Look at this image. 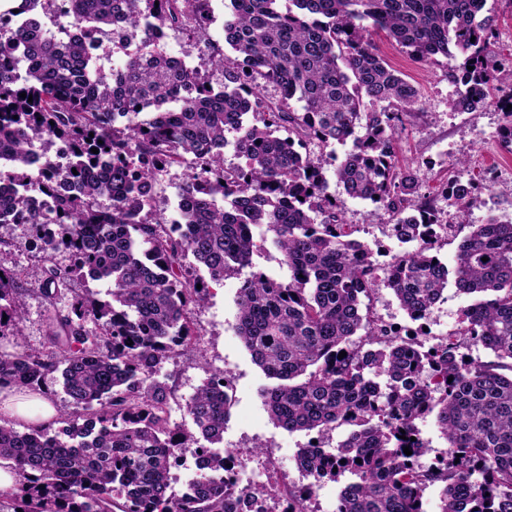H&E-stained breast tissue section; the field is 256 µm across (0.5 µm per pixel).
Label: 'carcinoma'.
Listing matches in <instances>:
<instances>
[{
	"label": "carcinoma",
	"mask_w": 512,
	"mask_h": 512,
	"mask_svg": "<svg viewBox=\"0 0 512 512\" xmlns=\"http://www.w3.org/2000/svg\"><path fill=\"white\" fill-rule=\"evenodd\" d=\"M24 2L37 6L25 23L0 20V157L11 160L0 169L9 189L0 212L30 226L39 262L29 270L0 265V336L21 320L28 277L50 301L74 277L106 284L109 299L90 290L74 296L50 332L53 350L0 355V388L33 392L59 370L74 405L60 431L54 420L27 432L0 424V459L13 462L19 479L10 512H154L160 504L167 512H251L248 493L224 481L221 460L201 484L169 493L174 449L196 432L222 442L230 399L224 372H213L186 403L189 431L170 423L159 376L192 351L191 307L205 300L208 283L241 275L268 245L287 275L244 278L237 331L280 381L261 392L277 426L320 439L352 427L332 448L301 449L319 479L355 477L340 492V512H424L431 486L441 488V512H512V222L454 227L433 201L410 198L414 179L396 165L395 149L418 91L368 38V27L383 30L422 61L458 48L464 62L448 75L462 90L452 107L505 110L500 136L509 149L512 84H498L487 53L495 29L487 0H288L284 9L281 0H229L224 40L234 59L211 45V0ZM49 9L81 33L64 46L47 36L40 12ZM118 20L142 35L123 46L124 65L107 72L85 41ZM158 28L192 36L206 68L162 50L150 35ZM212 71L224 77L218 89ZM263 82L279 88L280 103L262 100ZM188 83L193 95L179 97ZM293 99L301 111H290ZM367 101L395 110L367 112ZM349 140L337 181L380 205L398 238L423 241L383 269L408 317L427 319L450 278L475 298L430 346L425 333L403 336L363 312L378 267L371 249L351 238L324 166L311 158L315 147ZM56 141L71 150L60 164L48 155ZM228 145L242 164L224 166ZM188 156L179 222L148 219L158 176ZM474 190L455 178L441 194L462 211ZM456 227L469 231L450 268L433 245ZM59 251L70 257L64 272L53 264ZM189 256L209 281L184 276ZM463 340L494 359L465 360ZM434 411L450 449L424 467L418 458L428 445L415 421ZM263 492L287 496L288 512H309L307 488L272 482Z\"/></svg>",
	"instance_id": "1"
}]
</instances>
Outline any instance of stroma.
I'll use <instances>...</instances> for the list:
<instances>
[{
	"label": "stroma",
	"mask_w": 512,
	"mask_h": 512,
	"mask_svg": "<svg viewBox=\"0 0 512 512\" xmlns=\"http://www.w3.org/2000/svg\"><path fill=\"white\" fill-rule=\"evenodd\" d=\"M496 20L497 34L488 46L491 60L503 81L512 83V0H487ZM379 54L420 92L419 102L405 120L397 151L401 167L410 169L420 196L434 199L446 224H482L490 216L512 220V151L503 147L498 132L504 124L502 111L487 106L473 112H458L450 102L458 92L448 72L459 66L464 56H436L424 62L383 34H372ZM186 165L165 169L159 177L153 202V218L172 221L177 217L178 193L186 180ZM472 178L480 188L465 213H458L441 197V190L453 178ZM330 191L355 239L367 244L378 267H386L394 257L414 250V243L400 242L390 228V217L376 204L346 194L337 180H330ZM0 239L6 247L0 252V265L27 269L36 264L31 247V231L25 224H0ZM241 278L225 279L211 285L206 300L193 315L194 349L165 365L162 378L174 393L170 419L186 418L185 403L196 388L215 370H223L233 390L229 416L224 424L223 447L233 448L246 472L259 471L267 457H274L291 486L304 485L294 456L306 447L311 435L289 432L270 418L262 401V389L272 386L245 348L236 330L237 296ZM89 289L105 293L104 284L89 279H73L68 291L55 300H46L37 281L25 282L21 291L22 319L15 336H0V352L47 350L48 325L70 311L72 291ZM469 300L447 288L443 299L424 320L428 337L446 335L454 328L459 311Z\"/></svg>",
	"instance_id": "stroma-1"
}]
</instances>
